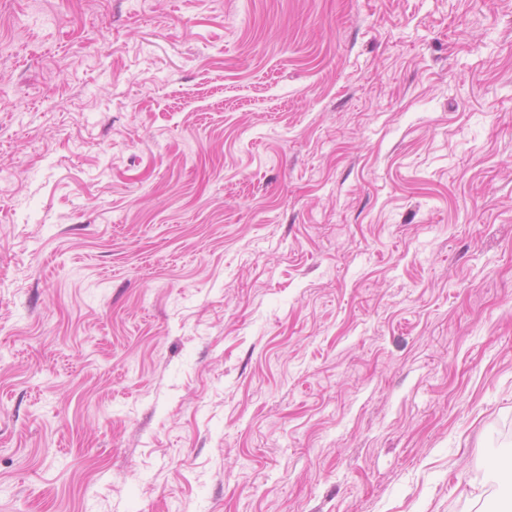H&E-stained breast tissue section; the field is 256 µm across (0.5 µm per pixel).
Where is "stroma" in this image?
<instances>
[{
  "label": "stroma",
  "mask_w": 512,
  "mask_h": 512,
  "mask_svg": "<svg viewBox=\"0 0 512 512\" xmlns=\"http://www.w3.org/2000/svg\"><path fill=\"white\" fill-rule=\"evenodd\" d=\"M512 0H0V512H500Z\"/></svg>",
  "instance_id": "1"
}]
</instances>
